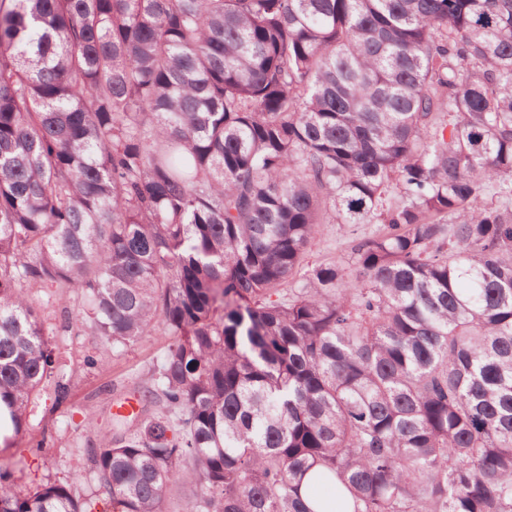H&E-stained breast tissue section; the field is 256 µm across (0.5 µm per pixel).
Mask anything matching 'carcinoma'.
<instances>
[{"mask_svg":"<svg viewBox=\"0 0 512 512\" xmlns=\"http://www.w3.org/2000/svg\"><path fill=\"white\" fill-rule=\"evenodd\" d=\"M319 224L347 257L311 264ZM289 285L283 289V285ZM30 288L169 343L102 512H512V0H0V410ZM70 482L0 512H97ZM195 491V475L190 470H184L177 481L165 491L164 512H189L187 510L194 500Z\"/></svg>","mask_w":512,"mask_h":512,"instance_id":"obj_1","label":"carcinoma"}]
</instances>
